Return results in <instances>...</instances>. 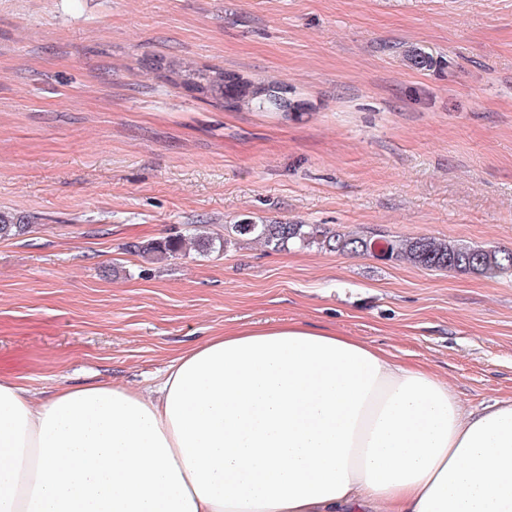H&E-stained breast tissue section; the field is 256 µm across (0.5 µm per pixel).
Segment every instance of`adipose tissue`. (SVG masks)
Listing matches in <instances>:
<instances>
[{
    "instance_id": "1",
    "label": "adipose tissue",
    "mask_w": 512,
    "mask_h": 512,
    "mask_svg": "<svg viewBox=\"0 0 512 512\" xmlns=\"http://www.w3.org/2000/svg\"><path fill=\"white\" fill-rule=\"evenodd\" d=\"M0 512H512V401L293 321L181 351L148 396L0 373Z\"/></svg>"
}]
</instances>
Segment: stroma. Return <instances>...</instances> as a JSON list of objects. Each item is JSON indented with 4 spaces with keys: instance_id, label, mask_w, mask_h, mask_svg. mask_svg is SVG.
Listing matches in <instances>:
<instances>
[{
    "instance_id": "1",
    "label": "stroma",
    "mask_w": 512,
    "mask_h": 512,
    "mask_svg": "<svg viewBox=\"0 0 512 512\" xmlns=\"http://www.w3.org/2000/svg\"><path fill=\"white\" fill-rule=\"evenodd\" d=\"M152 56L308 109L196 98ZM0 212L30 226L0 241V372L34 397L143 391L180 350L295 321L431 368L464 406L511 400V273L131 246L250 217L512 248V0H0Z\"/></svg>"
}]
</instances>
